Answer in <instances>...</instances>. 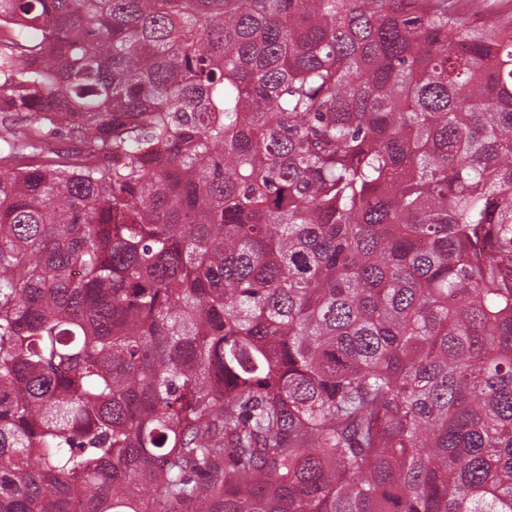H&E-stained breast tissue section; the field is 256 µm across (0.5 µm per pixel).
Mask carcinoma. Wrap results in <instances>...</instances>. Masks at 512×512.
Instances as JSON below:
<instances>
[{"mask_svg":"<svg viewBox=\"0 0 512 512\" xmlns=\"http://www.w3.org/2000/svg\"><path fill=\"white\" fill-rule=\"evenodd\" d=\"M463 2L0 0V512H512Z\"/></svg>","mask_w":512,"mask_h":512,"instance_id":"carcinoma-1","label":"carcinoma"}]
</instances>
